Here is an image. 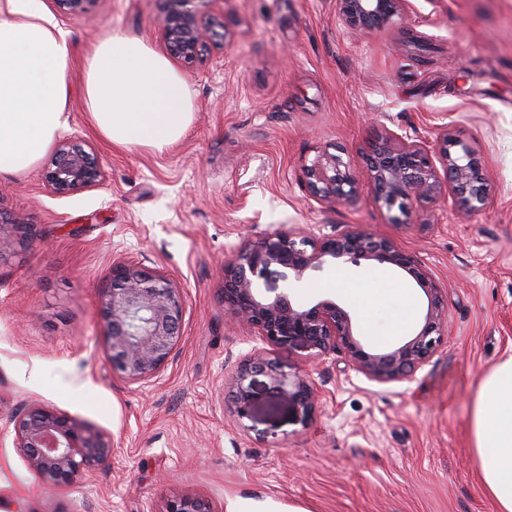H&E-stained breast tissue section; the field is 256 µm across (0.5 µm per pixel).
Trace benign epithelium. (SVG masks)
I'll use <instances>...</instances> for the list:
<instances>
[{"label": "benign epithelium", "instance_id": "benign-epithelium-1", "mask_svg": "<svg viewBox=\"0 0 512 512\" xmlns=\"http://www.w3.org/2000/svg\"><path fill=\"white\" fill-rule=\"evenodd\" d=\"M166 9L159 35L168 54L187 65L199 63L202 48L226 38L224 26L205 11L208 0H163ZM94 0H53L61 16L85 15ZM411 8V0H341L342 21L353 30L379 29ZM443 171L432 162L428 142L408 132L381 129L371 143L366 166L354 171L335 155L322 154L307 166L309 186L320 201L348 202L358 188L369 187L379 208L411 216L415 203L448 190V199L470 210L491 202V189L470 147L443 129L436 139ZM105 179L103 164L76 143L58 145L44 168L46 187L57 195L97 186ZM399 269L409 274L426 298V307L411 338L377 350L364 344L351 310L333 300L308 308L295 305L286 290L270 299L260 280L276 268L303 281L307 271L324 265H359ZM224 305L230 317L271 345L299 346L313 356L340 346L369 379L387 383L412 375L442 344L447 299L427 270L390 239L360 227L313 239L295 231L271 234L237 249L224 262ZM184 306L169 280L130 263H115L102 288V317L112 369L128 382L146 383L164 369L182 336ZM266 374L281 398L306 423L317 392L307 375L286 374L261 355L245 364L237 377L233 401L239 418L252 407L247 379ZM14 447L27 467L50 480L78 484L112 457L110 434L90 427L39 402L28 403L12 419ZM163 512H216L200 496L170 500Z\"/></svg>", "mask_w": 512, "mask_h": 512}]
</instances>
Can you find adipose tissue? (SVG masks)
Listing matches in <instances>:
<instances>
[{"label":"adipose tissue","instance_id":"adipose-tissue-1","mask_svg":"<svg viewBox=\"0 0 512 512\" xmlns=\"http://www.w3.org/2000/svg\"><path fill=\"white\" fill-rule=\"evenodd\" d=\"M72 45L43 0H0V175L40 162L69 125ZM83 99L96 132L126 149L164 151L195 118L179 71L122 31L84 59ZM478 476L496 512H512V356L486 371L470 414Z\"/></svg>","mask_w":512,"mask_h":512}]
</instances>
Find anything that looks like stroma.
<instances>
[{"label": "stroma", "instance_id": "stroma-1", "mask_svg": "<svg viewBox=\"0 0 512 512\" xmlns=\"http://www.w3.org/2000/svg\"><path fill=\"white\" fill-rule=\"evenodd\" d=\"M340 0H210L229 33L200 67H180L196 107L171 148L118 149L95 133L82 99L87 52L114 30L162 50L160 0H94L63 19L73 56L64 136L92 150L106 177L66 196L42 167L0 176V217L39 239L0 254V512H162L193 494L226 512L235 498L301 512H495L471 449L480 376L512 354V0H412L407 14L357 32ZM432 142L451 128L475 153L493 203L447 196L390 223L360 187L329 206L306 167L330 153L362 169L380 127ZM368 228L412 252L448 299L443 343L414 375L378 383L337 347L313 357L270 346L228 317L222 268L239 247L303 229L321 237ZM164 275L184 303L182 338L160 376L113 371L101 289L113 262ZM366 340H404L426 299L403 271L369 263L308 271L296 303H351ZM263 353L300 371L318 398L307 424L264 375L237 419L240 367ZM39 401L106 430L112 458L68 486L29 470L11 416Z\"/></svg>", "mask_w": 512, "mask_h": 512}]
</instances>
